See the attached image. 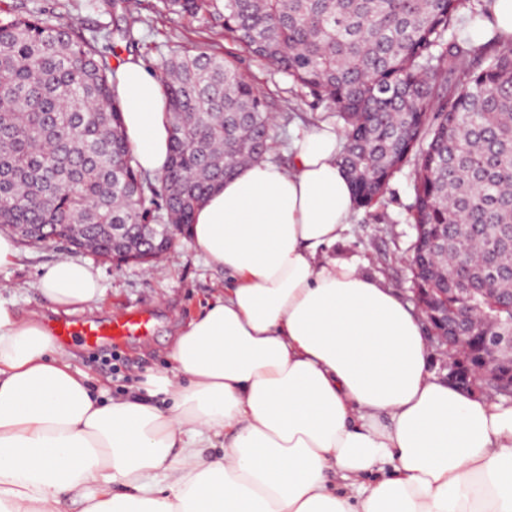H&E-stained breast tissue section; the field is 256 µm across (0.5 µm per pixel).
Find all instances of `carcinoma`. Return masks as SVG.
I'll return each instance as SVG.
<instances>
[{"label": "carcinoma", "instance_id": "1", "mask_svg": "<svg viewBox=\"0 0 512 512\" xmlns=\"http://www.w3.org/2000/svg\"><path fill=\"white\" fill-rule=\"evenodd\" d=\"M161 10L207 18L248 54L325 102L344 138L340 154L357 207L383 198L415 167L411 219L424 225L413 253L420 287L469 307L477 326L450 323L471 360L512 356V38L477 45L456 32L462 6L476 24L484 0H160ZM113 32L139 45L141 0H107ZM100 32L15 7L0 19V228L45 226L53 240L110 259L138 237L118 229L162 214L189 229L210 189L270 148L272 116L234 62L200 51L162 61L171 110L166 169L152 180L136 163L112 78L117 52ZM470 265L473 299L456 289Z\"/></svg>", "mask_w": 512, "mask_h": 512}]
</instances>
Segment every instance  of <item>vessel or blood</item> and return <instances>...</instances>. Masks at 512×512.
Instances as JSON below:
<instances>
[{"label": "vessel or blood", "instance_id": "1", "mask_svg": "<svg viewBox=\"0 0 512 512\" xmlns=\"http://www.w3.org/2000/svg\"><path fill=\"white\" fill-rule=\"evenodd\" d=\"M150 313L142 310L122 315L107 322L93 320L59 321L51 324L50 332L60 344L78 340L95 348L129 336L142 335L150 327Z\"/></svg>", "mask_w": 512, "mask_h": 512}]
</instances>
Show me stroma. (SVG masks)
<instances>
[{"instance_id":"stroma-1","label":"stroma","mask_w":512,"mask_h":512,"mask_svg":"<svg viewBox=\"0 0 512 512\" xmlns=\"http://www.w3.org/2000/svg\"><path fill=\"white\" fill-rule=\"evenodd\" d=\"M18 4L63 24L102 30L107 37L101 40V48H112L113 41L108 37L112 16L103 0H0V15ZM136 34L142 43L133 56L155 74L161 71L162 58L175 51L200 48L232 59L262 92L269 112L276 118L273 136L277 150L273 159L281 167L291 165L287 143L292 134L305 130L329 111L326 104L316 102L287 75L242 51L225 38L223 29L210 27L205 21L146 11ZM413 181V168L403 167L391 179L381 202L356 210L347 230L328 251L330 257L356 263L363 271L381 278L407 304L412 301V274L407 260L415 239L410 218ZM18 248V259L0 267V297L14 301L21 315L37 313L43 323L65 319V312L54 311L40 293L37 282L46 266L70 256L69 247L22 242ZM91 263L101 272L105 295L97 305L74 312V319L106 322L140 309L152 315L151 328L145 335L101 348L77 343L67 347L73 366L90 376L93 390L107 389L113 397L147 376L170 372L168 350L180 330L224 294L223 269L199 256L186 236L149 266L117 265L97 257Z\"/></svg>"}]
</instances>
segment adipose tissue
<instances>
[{
    "label": "adipose tissue",
    "instance_id": "adipose-tissue-1",
    "mask_svg": "<svg viewBox=\"0 0 512 512\" xmlns=\"http://www.w3.org/2000/svg\"><path fill=\"white\" fill-rule=\"evenodd\" d=\"M115 93L139 167L163 172L161 81L130 60ZM342 146L317 123L290 169L242 167L196 210L229 284L172 343L162 405L94 396L0 299V512H512V406L432 378L410 307L327 254L356 209ZM38 288L66 312L103 294L79 258Z\"/></svg>",
    "mask_w": 512,
    "mask_h": 512
}]
</instances>
